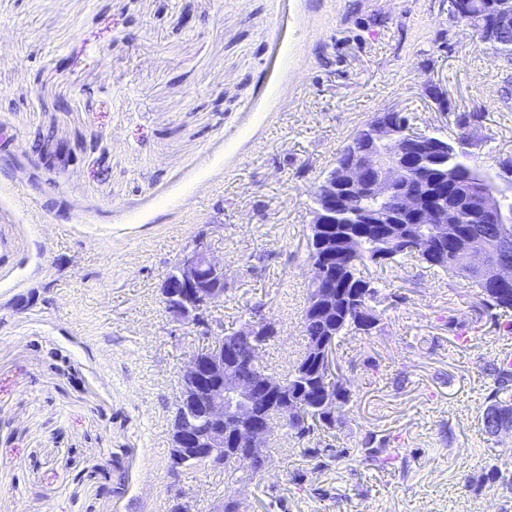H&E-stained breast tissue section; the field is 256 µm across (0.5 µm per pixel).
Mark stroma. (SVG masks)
Segmentation results:
<instances>
[{
  "instance_id": "stroma-1",
  "label": "stroma",
  "mask_w": 512,
  "mask_h": 512,
  "mask_svg": "<svg viewBox=\"0 0 512 512\" xmlns=\"http://www.w3.org/2000/svg\"><path fill=\"white\" fill-rule=\"evenodd\" d=\"M398 110L452 140L480 113L469 163L512 156V69L448 0H0V512H512L493 478L512 431L482 423L512 312L413 259L362 269L384 299L333 346L335 428H276L258 474L170 469L177 372L203 345L164 310L170 265L205 236L229 285L213 319L260 309L259 361L286 374L313 191Z\"/></svg>"
}]
</instances>
